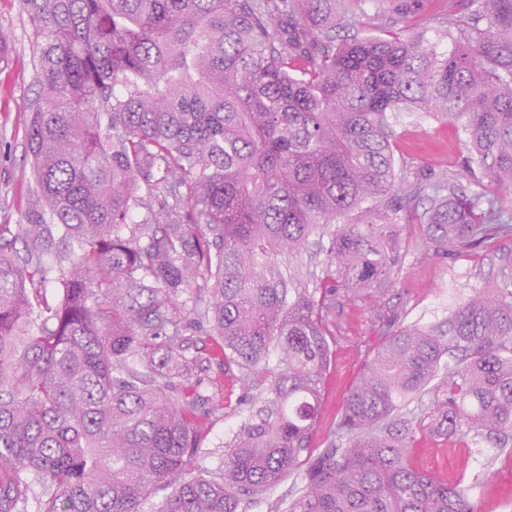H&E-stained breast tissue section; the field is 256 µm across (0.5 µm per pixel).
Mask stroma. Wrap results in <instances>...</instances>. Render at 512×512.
Wrapping results in <instances>:
<instances>
[{
    "mask_svg": "<svg viewBox=\"0 0 512 512\" xmlns=\"http://www.w3.org/2000/svg\"><path fill=\"white\" fill-rule=\"evenodd\" d=\"M0 34L10 44L7 59L0 62V224H20L31 179L25 128L39 88L32 78V39L19 0H0ZM398 132L395 157L400 167L430 177L446 173L466 186L476 187L482 174L470 160L464 134L454 126L429 118L407 119ZM505 257L512 259V238L501 240L497 253L482 259L464 251L439 255L422 239L417 225L407 226L401 263L380 304L347 302L337 311L336 342L312 448L321 447L359 377L367 352L389 330L445 319L473 288L494 284L493 271ZM240 423V415L229 409L223 420L214 424L199 461L201 471L223 469V444ZM412 462L449 483L472 479L479 470L494 471V479L477 490L480 512H512V451L489 444L462 448L454 440L420 432Z\"/></svg>",
    "mask_w": 512,
    "mask_h": 512,
    "instance_id": "35a3bbf8",
    "label": "stroma"
}]
</instances>
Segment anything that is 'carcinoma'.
Segmentation results:
<instances>
[{
	"mask_svg": "<svg viewBox=\"0 0 512 512\" xmlns=\"http://www.w3.org/2000/svg\"><path fill=\"white\" fill-rule=\"evenodd\" d=\"M364 2L20 0L40 92L25 223L0 224V512H480L489 471L411 451L512 438L507 264L384 337L309 448L336 309L391 286L404 227L443 254L512 238V0H455L436 39L383 7L362 29ZM403 113L462 129L480 190L398 171ZM213 360L260 406L200 473Z\"/></svg>",
	"mask_w": 512,
	"mask_h": 512,
	"instance_id": "1",
	"label": "carcinoma"
}]
</instances>
